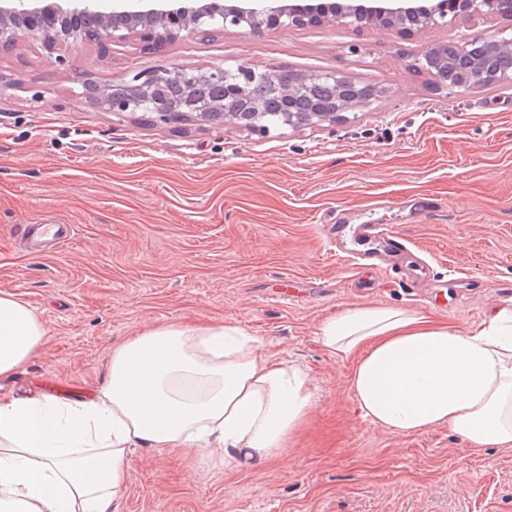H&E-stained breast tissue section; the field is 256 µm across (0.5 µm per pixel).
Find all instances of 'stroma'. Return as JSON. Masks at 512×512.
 Here are the masks:
<instances>
[{
  "label": "stroma",
  "mask_w": 512,
  "mask_h": 512,
  "mask_svg": "<svg viewBox=\"0 0 512 512\" xmlns=\"http://www.w3.org/2000/svg\"><path fill=\"white\" fill-rule=\"evenodd\" d=\"M511 26L231 28L72 53L101 82L165 63H249L381 90L347 121L266 137L120 121L76 97L37 45L0 53V291L27 303L49 338L0 379V395L84 397L113 345L144 325L221 318L309 374L306 426L262 464H227L220 448L137 449L115 512H512V447L473 455L445 426L401 435L370 424L348 366L317 336L328 314L359 305L461 329L512 309V82L446 89L416 66L433 43ZM333 223L347 240L388 226L404 249L355 273L327 240ZM27 224L75 233L48 255L29 250ZM274 291L289 303L268 302Z\"/></svg>",
  "instance_id": "stroma-1"
}]
</instances>
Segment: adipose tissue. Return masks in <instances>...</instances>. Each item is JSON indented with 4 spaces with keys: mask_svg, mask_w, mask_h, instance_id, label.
Returning <instances> with one entry per match:
<instances>
[{
    "mask_svg": "<svg viewBox=\"0 0 512 512\" xmlns=\"http://www.w3.org/2000/svg\"><path fill=\"white\" fill-rule=\"evenodd\" d=\"M325 351L350 365L370 423L404 435L445 425L471 451L512 446V310L456 329L424 314L359 306L326 317ZM33 310L0 292V379L46 344ZM315 402L306 371L236 324L156 323L112 348L95 395L0 396V512H114L136 448L277 457Z\"/></svg>",
    "mask_w": 512,
    "mask_h": 512,
    "instance_id": "ef3b65f1",
    "label": "adipose tissue"
}]
</instances>
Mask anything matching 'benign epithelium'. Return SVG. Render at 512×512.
<instances>
[{
	"label": "benign epithelium",
	"instance_id": "7a95c632",
	"mask_svg": "<svg viewBox=\"0 0 512 512\" xmlns=\"http://www.w3.org/2000/svg\"><path fill=\"white\" fill-rule=\"evenodd\" d=\"M501 18L512 21V0H376L365 4H291L280 0H151L146 10H99L97 0H0V52L28 40L38 43L56 71L77 85L76 95L118 119L143 115L159 128L202 122L212 128L232 126L267 136L260 121L268 95L291 103L304 98V108L288 107L283 127L303 130L345 120V113L379 96L380 90L336 72L302 73L242 63L188 69L161 64L118 80L97 82L73 68L64 48L84 44L107 47L138 38L159 46L197 34L238 28L250 34L267 30L332 23L361 30H419L448 26V18ZM512 33L449 38L425 50L418 66L442 87L469 89L512 81ZM322 82L335 88L329 98L312 94Z\"/></svg>",
	"mask_w": 512,
	"mask_h": 512
}]
</instances>
